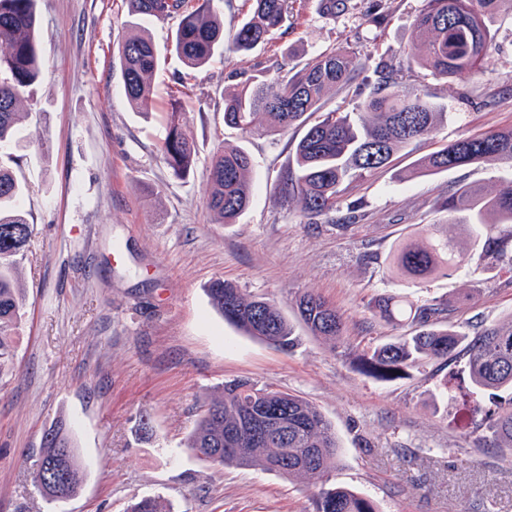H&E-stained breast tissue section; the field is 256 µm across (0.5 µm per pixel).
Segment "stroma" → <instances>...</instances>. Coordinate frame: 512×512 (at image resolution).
Instances as JSON below:
<instances>
[{"mask_svg": "<svg viewBox=\"0 0 512 512\" xmlns=\"http://www.w3.org/2000/svg\"><path fill=\"white\" fill-rule=\"evenodd\" d=\"M346 2L331 16L319 0H294L271 43L249 55L220 51L190 73L168 51L177 18L137 22L125 0H37L42 76L26 92L22 141L5 159L26 187L33 235L19 265L24 316L14 359L0 370V512H124L146 495L174 512H313L306 481L218 467L187 448L204 404L241 378L317 405L340 444L327 484L367 494L379 512H512V457L480 446L460 403L442 392L463 359L392 381L354 364L363 350L411 332L376 314L374 301L386 294L421 305L452 300L449 322L466 333L512 318L511 267L489 269L476 255L452 276L410 285L390 271L401 241L421 225L446 223L438 205L449 190L492 191L512 180L504 165L405 176L436 144L512 126V11L493 23L472 79L404 75L448 118L435 141L406 148L351 185L340 213L356 221L340 231L279 197L301 130L242 135L224 124V92L269 66L298 69L347 46L367 67L326 106L361 103L382 64L408 47L423 0ZM136 24L167 53L147 112L127 100L117 54ZM180 79L188 87L180 123L196 151L183 178L158 152L168 88ZM223 143L242 147L254 164L252 201L234 224L213 223L206 207L210 161ZM215 279L274 301L295 321L297 346L283 352L225 322L206 291ZM306 291L343 316V343L325 344L297 323L295 298ZM145 418L152 434L141 439ZM61 423L72 428L86 475L58 506L34 475L44 434Z\"/></svg>", "mask_w": 512, "mask_h": 512, "instance_id": "stroma-1", "label": "stroma"}]
</instances>
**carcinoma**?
Returning a JSON list of instances; mask_svg holds the SVG:
<instances>
[{
    "label": "carcinoma",
    "instance_id": "obj_1",
    "mask_svg": "<svg viewBox=\"0 0 512 512\" xmlns=\"http://www.w3.org/2000/svg\"><path fill=\"white\" fill-rule=\"evenodd\" d=\"M142 20L180 16L173 36L184 65L200 70L224 41V25L210 10V0L194 10L186 0H126ZM249 9L228 50L247 55L267 45L288 18L293 0H248ZM506 0H425L416 16L411 41L402 61L385 64L383 80L356 112L324 110L332 90L348 88L366 67L347 48H330L296 71L248 81L224 94V124L244 134L254 132L257 116L266 131L287 133L304 127L294 161L279 179L280 199L301 204L303 216L314 219L336 210L338 198L354 179L387 167L392 156L416 142L435 138L447 113L421 87L396 78L405 69H426L440 79L465 80L479 72L491 39L490 26ZM35 0H0V154L15 137L20 120L18 103L24 90L41 77L36 36ZM124 92L143 112L154 98L152 76L160 66V50L140 32L128 34L118 47ZM318 114V120L308 118ZM195 149L179 126V113L168 116L161 157L175 176L184 177L195 165ZM512 165V127L494 128L477 136H461L418 158L408 176L432 175L466 165ZM253 161L240 147L222 146L211 159L206 206L218 224H234L253 196ZM24 186L0 164V368L13 359L12 336L23 316L17 288L18 257L33 234L18 206ZM448 223L458 224L471 248L489 264H512V181L488 192L478 185H461L441 203ZM471 254L440 234L439 225L424 224L416 238L401 245L394 263L411 282L448 277L467 265ZM207 292L224 320L244 335L291 350L297 341L293 325L275 302L248 297L223 280ZM300 320L318 339L339 343L345 323L322 296L304 292L296 299ZM379 316L394 325L408 324L412 335L384 342L360 354L361 373L391 381L434 360L467 357L466 375L452 376L445 388L454 392L471 417L481 416L477 429L485 445L512 453V406L492 410L484 399L512 395V320L484 328L474 336L444 323L448 302L418 305L404 296L387 294L375 304ZM187 447L218 466L275 472L305 479L317 487L314 512H378L374 502L347 487L326 486L325 473L336 464L340 445L332 423L308 400L248 380L224 384L190 434ZM58 470L59 481L44 482L42 495L52 502L72 497L85 476L71 432L61 427L43 438L40 467ZM127 512H171L163 500L144 496Z\"/></svg>",
    "mask_w": 512,
    "mask_h": 512
}]
</instances>
